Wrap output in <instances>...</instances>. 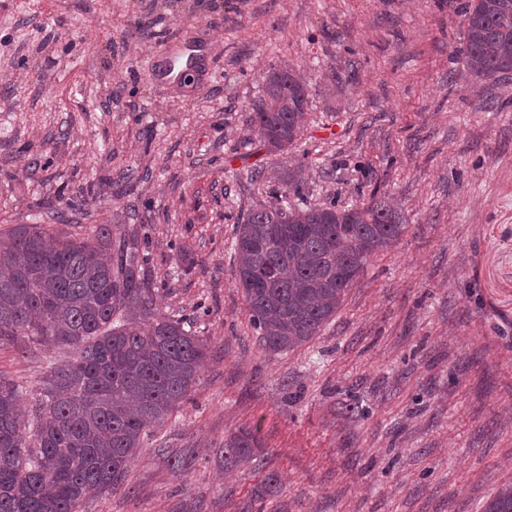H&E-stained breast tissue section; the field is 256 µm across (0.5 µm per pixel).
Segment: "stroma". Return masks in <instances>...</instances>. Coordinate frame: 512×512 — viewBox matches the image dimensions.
I'll return each instance as SVG.
<instances>
[{
    "label": "stroma",
    "instance_id": "stroma-1",
    "mask_svg": "<svg viewBox=\"0 0 512 512\" xmlns=\"http://www.w3.org/2000/svg\"><path fill=\"white\" fill-rule=\"evenodd\" d=\"M461 3L0 0V230L139 225L160 308L209 345L125 486L81 512H484L512 483V77H465ZM172 31L205 57L162 87ZM284 63L308 104L298 140L269 152L247 118ZM297 160L309 201L376 191L406 229L319 336L269 353L232 240ZM69 354L0 346L23 411ZM353 395L366 415L338 417ZM248 427L256 461L225 468V436Z\"/></svg>",
    "mask_w": 512,
    "mask_h": 512
}]
</instances>
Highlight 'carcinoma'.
Listing matches in <instances>:
<instances>
[{
    "mask_svg": "<svg viewBox=\"0 0 512 512\" xmlns=\"http://www.w3.org/2000/svg\"><path fill=\"white\" fill-rule=\"evenodd\" d=\"M465 68L475 79L512 74V0H465ZM306 84L295 69L274 66L253 104L247 131L269 151L300 137ZM297 164L274 201L236 226V275L262 349L283 352L319 335L372 255L404 233L396 210L372 195L362 206L304 199ZM298 204L292 205L288 195ZM133 232L94 224L62 235L46 224H16L0 235V344L31 341L72 348L49 361L45 387L28 421L17 384L0 377V512H80L92 494L127 479L147 431L189 399L208 344L186 318L156 304L152 276ZM365 408L341 403L350 419ZM255 431L224 440L228 468L256 460ZM185 470L194 454L157 449ZM485 512H512V484Z\"/></svg>",
    "mask_w": 512,
    "mask_h": 512,
    "instance_id": "carcinoma-1",
    "label": "carcinoma"
}]
</instances>
